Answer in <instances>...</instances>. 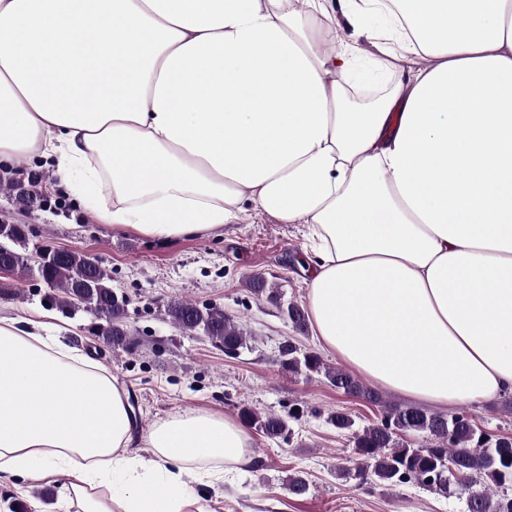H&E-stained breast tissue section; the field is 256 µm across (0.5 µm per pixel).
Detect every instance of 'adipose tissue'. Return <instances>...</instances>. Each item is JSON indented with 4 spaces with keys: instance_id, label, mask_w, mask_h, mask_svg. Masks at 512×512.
I'll list each match as a JSON object with an SVG mask.
<instances>
[{
    "instance_id": "ef3b65f1",
    "label": "adipose tissue",
    "mask_w": 512,
    "mask_h": 512,
    "mask_svg": "<svg viewBox=\"0 0 512 512\" xmlns=\"http://www.w3.org/2000/svg\"><path fill=\"white\" fill-rule=\"evenodd\" d=\"M32 155L115 229L306 225L324 351L423 405L512 395V0H0V160ZM41 329L0 319V474L189 512L193 467L250 463L207 410L128 455L123 390Z\"/></svg>"
}]
</instances>
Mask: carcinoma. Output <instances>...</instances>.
I'll use <instances>...</instances> for the list:
<instances>
[{
    "mask_svg": "<svg viewBox=\"0 0 512 512\" xmlns=\"http://www.w3.org/2000/svg\"><path fill=\"white\" fill-rule=\"evenodd\" d=\"M13 255L10 275L20 280H37L49 289V300L68 313L85 311L107 322L96 331L104 342L133 349L138 339L133 336L125 318L128 299L112 289V276L103 266L93 271L90 288L81 293L78 285L83 278L88 256L70 251L65 258L43 264L37 260L40 246L31 243L22 224L12 225L6 237H0ZM247 287L257 296L276 305L292 327L302 332L307 326V314L295 302L284 300L281 285L253 275ZM165 316L175 327L196 332L227 356H235L247 347L249 338L241 323L217 307H199L186 300H174L165 309ZM282 364L305 376H322L347 395L372 404H383L380 418L362 428H354L353 417L337 411L328 417L331 425L351 434L355 465L339 470V477L357 484L393 486L413 483L426 490L452 496L458 477L469 479L474 491L467 500L468 512H512V435H490L480 430L474 419L465 413L438 414L416 406L382 403L379 393L368 388L351 373L331 367L315 352L303 350L291 341L281 346ZM242 420L271 439L291 434L290 421L300 416V409H289L288 415L240 409ZM418 435L424 444L413 447L401 440L403 435ZM288 492L303 496L309 490L308 480L298 473L285 480Z\"/></svg>",
    "mask_w": 512,
    "mask_h": 512,
    "instance_id": "carcinoma-1",
    "label": "carcinoma"
}]
</instances>
